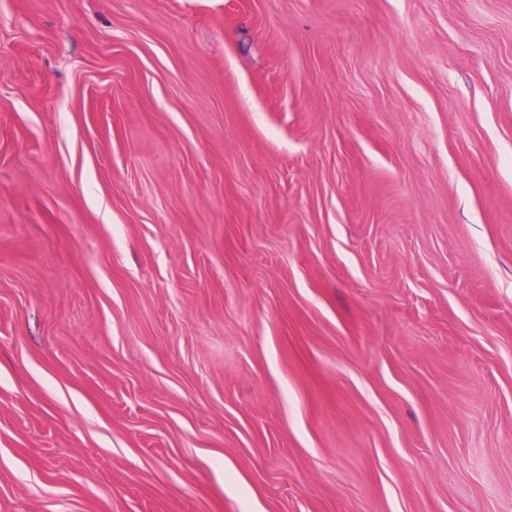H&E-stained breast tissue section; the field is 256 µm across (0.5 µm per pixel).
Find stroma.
<instances>
[{"label":"stroma","instance_id":"1","mask_svg":"<svg viewBox=\"0 0 512 512\" xmlns=\"http://www.w3.org/2000/svg\"><path fill=\"white\" fill-rule=\"evenodd\" d=\"M0 512H512V0H0Z\"/></svg>","mask_w":512,"mask_h":512}]
</instances>
